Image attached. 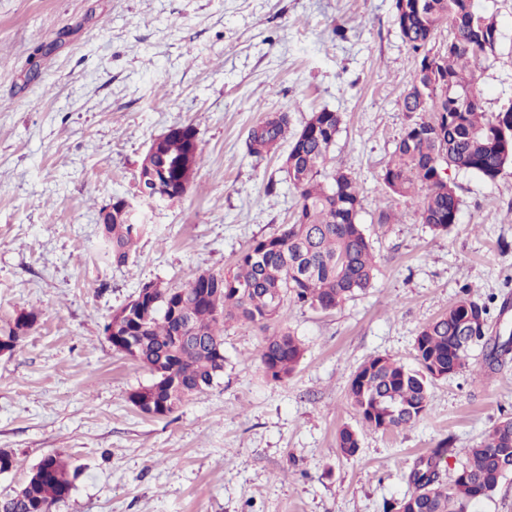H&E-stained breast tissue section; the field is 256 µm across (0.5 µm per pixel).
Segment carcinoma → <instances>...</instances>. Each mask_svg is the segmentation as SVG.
<instances>
[{"instance_id": "obj_1", "label": "carcinoma", "mask_w": 512, "mask_h": 512, "mask_svg": "<svg viewBox=\"0 0 512 512\" xmlns=\"http://www.w3.org/2000/svg\"><path fill=\"white\" fill-rule=\"evenodd\" d=\"M395 21L403 41L412 50L415 70L410 88L401 96L405 112L420 117L409 124L384 167L387 192L412 201L422 223L439 233L456 224L458 199L453 183H444L443 170L471 172L494 182L512 166V123L508 113L487 114L474 91L476 67L495 52L494 22L478 27L473 0H407L401 10L396 0ZM449 26L448 45L437 66L425 67L434 50L435 32ZM340 127L335 112H315L294 136L286 157L289 182L298 192L293 223L254 241L223 272H205L187 284L195 296L181 298L179 288H156L154 303L136 315L119 318L112 347L122 351L131 340L130 356L147 367L168 416L193 395L212 386L224 372V324L243 320L266 331L278 325L288 305L330 311L365 292L376 277L371 244L358 214L362 209L359 184L341 168L327 170V156ZM288 132V115L260 122L246 141L250 155L262 156ZM182 138L166 144L161 164L171 184L177 183ZM145 225L128 215L112 216L102 228L105 254L118 265L127 263L135 238ZM490 307L459 296L448 311L423 325L414 340L418 369L402 361L374 356L352 374L347 398L362 427L397 431L412 426L429 410V385L469 366L472 349L485 348L488 364L499 361L509 344L486 337ZM34 312L17 315L0 325V349L9 351L32 329ZM189 320L195 338L178 344L180 320ZM304 356L302 342L285 328L265 336L259 357L265 374L275 381L289 377ZM177 388L168 391L169 381ZM336 448L350 458L360 449L359 430L339 428ZM447 446L413 469L410 496L398 503V512H468L470 504L489 497L501 479L512 474V417L494 423L482 440L464 449L466 460L450 480L441 477L440 464ZM79 468L57 455L41 460L18 490L0 495V512H52L70 492Z\"/></svg>"}]
</instances>
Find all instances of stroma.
<instances>
[{
  "instance_id": "stroma-1",
  "label": "stroma",
  "mask_w": 512,
  "mask_h": 512,
  "mask_svg": "<svg viewBox=\"0 0 512 512\" xmlns=\"http://www.w3.org/2000/svg\"><path fill=\"white\" fill-rule=\"evenodd\" d=\"M474 3L498 30L475 85L496 113L512 104V0ZM414 68L395 0H0V322L38 315L0 357V450L16 462L0 494L55 454L79 474L53 512H396L442 440L452 473L512 417V352L489 369L477 347L415 425L363 431L351 458L336 446L359 424L346 398L357 367L414 365L419 328L462 289L489 304L487 336L512 335V169L494 182L449 171L459 211L444 234L382 184L416 118L400 104ZM323 109L341 118L327 165L360 185L372 288L329 312L289 305L283 325L305 353L288 379L265 376L263 331L231 321L217 382L169 416L141 413L129 395L151 374L105 324L144 285L224 271L289 223L287 147L253 157L246 140L267 114L287 112L295 134ZM176 124L196 129L204 162L182 198L144 201L142 157ZM116 198L146 226L121 266L98 221Z\"/></svg>"
}]
</instances>
